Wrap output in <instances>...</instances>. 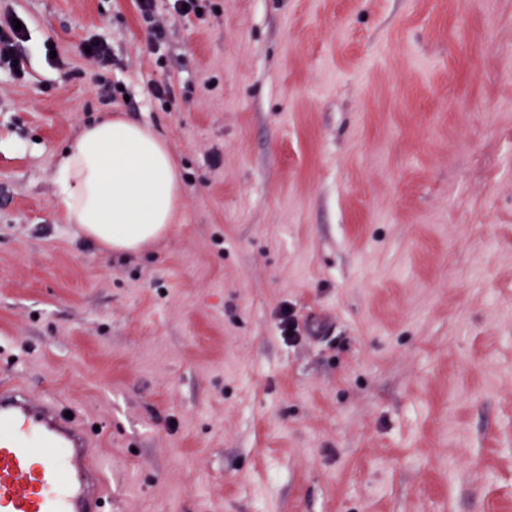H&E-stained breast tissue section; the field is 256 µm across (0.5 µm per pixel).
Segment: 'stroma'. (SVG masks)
I'll return each instance as SVG.
<instances>
[{"label":"stroma","mask_w":512,"mask_h":512,"mask_svg":"<svg viewBox=\"0 0 512 512\" xmlns=\"http://www.w3.org/2000/svg\"><path fill=\"white\" fill-rule=\"evenodd\" d=\"M156 4L155 53L137 0H0V380L94 427L108 512H512V0ZM109 114L183 181L137 253L55 194ZM16 19H8L6 31L2 27V21L0 23V43L3 45L0 52V69L7 68L9 71L20 70L23 67V63L20 57L14 55L8 48L10 42L13 39H19L23 33V25L21 24V30H15ZM14 60L18 61V65H15ZM86 47H90V54H86ZM82 53L89 62L99 67H107L113 61L110 45L100 40L86 42L83 45Z\"/></svg>","instance_id":"obj_1"}]
</instances>
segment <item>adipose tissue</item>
Instances as JSON below:
<instances>
[{"label": "adipose tissue", "mask_w": 512, "mask_h": 512, "mask_svg": "<svg viewBox=\"0 0 512 512\" xmlns=\"http://www.w3.org/2000/svg\"><path fill=\"white\" fill-rule=\"evenodd\" d=\"M55 183L76 234L108 251L137 252L154 243L183 201L166 142L109 116L83 128L58 158Z\"/></svg>", "instance_id": "obj_1"}]
</instances>
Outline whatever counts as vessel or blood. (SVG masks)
<instances>
[{
    "label": "vessel or blood",
    "instance_id": "obj_1",
    "mask_svg": "<svg viewBox=\"0 0 512 512\" xmlns=\"http://www.w3.org/2000/svg\"><path fill=\"white\" fill-rule=\"evenodd\" d=\"M66 407L0 383V512H101L106 478Z\"/></svg>",
    "mask_w": 512,
    "mask_h": 512
}]
</instances>
